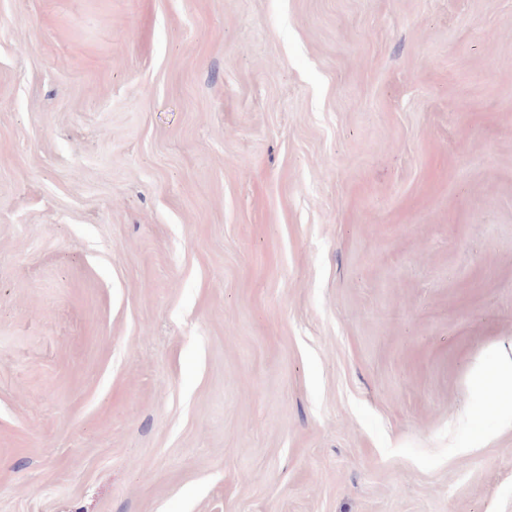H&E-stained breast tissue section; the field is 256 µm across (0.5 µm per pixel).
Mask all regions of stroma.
I'll use <instances>...</instances> for the list:
<instances>
[{
	"mask_svg": "<svg viewBox=\"0 0 512 512\" xmlns=\"http://www.w3.org/2000/svg\"><path fill=\"white\" fill-rule=\"evenodd\" d=\"M512 0H0V512H512ZM483 385L497 393L500 413L509 421L512 420V359H502L492 366L479 372Z\"/></svg>",
	"mask_w": 512,
	"mask_h": 512,
	"instance_id": "stroma-1",
	"label": "stroma"
}]
</instances>
